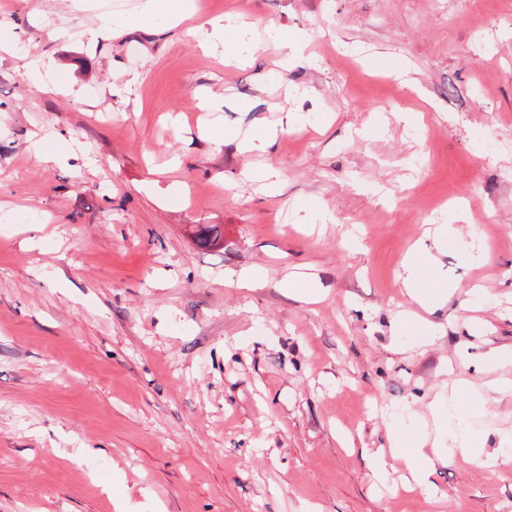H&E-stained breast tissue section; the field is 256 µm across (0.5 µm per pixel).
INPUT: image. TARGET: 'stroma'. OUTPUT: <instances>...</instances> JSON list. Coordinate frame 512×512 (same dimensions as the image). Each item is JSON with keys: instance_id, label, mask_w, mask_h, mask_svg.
I'll use <instances>...</instances> for the list:
<instances>
[{"instance_id": "obj_1", "label": "stroma", "mask_w": 512, "mask_h": 512, "mask_svg": "<svg viewBox=\"0 0 512 512\" xmlns=\"http://www.w3.org/2000/svg\"><path fill=\"white\" fill-rule=\"evenodd\" d=\"M141 3L0 0V512H512V465L368 466L458 379L512 432L471 408L512 376V0ZM435 257L432 255L430 248L424 242L413 245L409 250V255L404 261V278L403 284L405 288L410 290L411 296L417 300L425 310L431 306L448 299V289L440 288L430 299L422 302L415 293V283L432 267Z\"/></svg>"}]
</instances>
